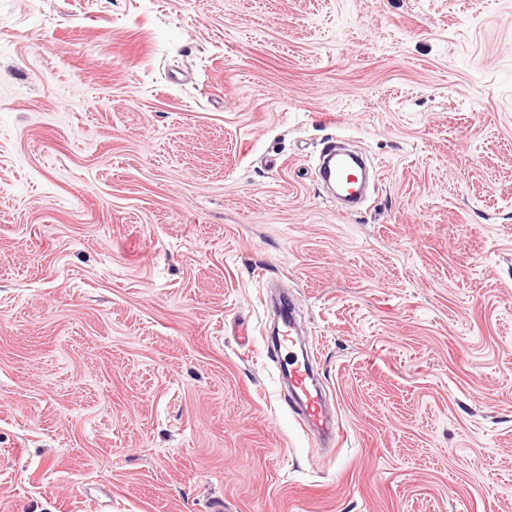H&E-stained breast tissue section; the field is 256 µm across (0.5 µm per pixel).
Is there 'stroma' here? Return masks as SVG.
Masks as SVG:
<instances>
[{
    "mask_svg": "<svg viewBox=\"0 0 512 512\" xmlns=\"http://www.w3.org/2000/svg\"><path fill=\"white\" fill-rule=\"evenodd\" d=\"M214 497L512 512V0H0V512ZM288 372L295 399L303 408L308 424L319 436L331 432L333 413L321 393L314 387L308 361L297 354L288 352Z\"/></svg>",
    "mask_w": 512,
    "mask_h": 512,
    "instance_id": "35a3bbf8",
    "label": "stroma"
}]
</instances>
